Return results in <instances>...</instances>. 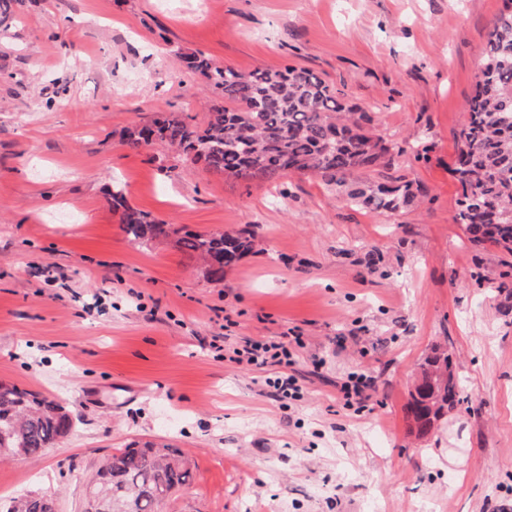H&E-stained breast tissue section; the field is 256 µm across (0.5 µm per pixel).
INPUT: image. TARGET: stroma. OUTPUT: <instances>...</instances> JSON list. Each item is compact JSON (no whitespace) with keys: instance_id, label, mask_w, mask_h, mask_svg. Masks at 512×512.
I'll use <instances>...</instances> for the list:
<instances>
[{"instance_id":"stroma-1","label":"stroma","mask_w":512,"mask_h":512,"mask_svg":"<svg viewBox=\"0 0 512 512\" xmlns=\"http://www.w3.org/2000/svg\"><path fill=\"white\" fill-rule=\"evenodd\" d=\"M501 0H25L0 37V381L55 397L70 433L0 462V503L45 492L84 512L78 476L130 442L187 452L165 512H512V316L502 269L453 221L449 175ZM320 73L399 146L366 180L425 195L380 217L292 174L220 177L122 144L162 112L214 101L182 55ZM181 231L249 228L253 251L206 279L169 239L130 243L108 202ZM301 337L294 363L231 362ZM437 345L461 402L420 438L406 407ZM372 381L345 402L349 373ZM294 375L295 401L268 379Z\"/></svg>"}]
</instances>
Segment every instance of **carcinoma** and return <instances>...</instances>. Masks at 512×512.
Segmentation results:
<instances>
[{
    "instance_id": "cac0c4a2",
    "label": "carcinoma",
    "mask_w": 512,
    "mask_h": 512,
    "mask_svg": "<svg viewBox=\"0 0 512 512\" xmlns=\"http://www.w3.org/2000/svg\"><path fill=\"white\" fill-rule=\"evenodd\" d=\"M23 0H0V34ZM189 73L206 80L212 95L224 100L203 123L178 112L162 113L146 125L122 132L132 150L157 145L211 174L275 183L293 172L320 177L325 188L379 216L398 213L424 195L417 182L399 179L366 185L356 173L391 164V146L367 129L369 112L349 106L315 71L284 65L250 72L217 67L202 55L181 56ZM460 185L454 222L475 246L490 244L512 253V0L493 19L483 48L467 121L459 132L458 155L450 169ZM112 211L132 241L177 236L176 245L204 261L211 281L224 280L231 266L254 245V233L186 232L157 221L128 202L123 187L109 193ZM491 291L512 309V265ZM424 392L410 396L408 413L417 436L425 437L459 402L452 355L434 347L420 365ZM72 427L67 409L55 399L0 384V460L31 459L65 437ZM193 478L191 461L164 443H131L105 456L90 482L108 481L109 512H163V507Z\"/></svg>"
}]
</instances>
